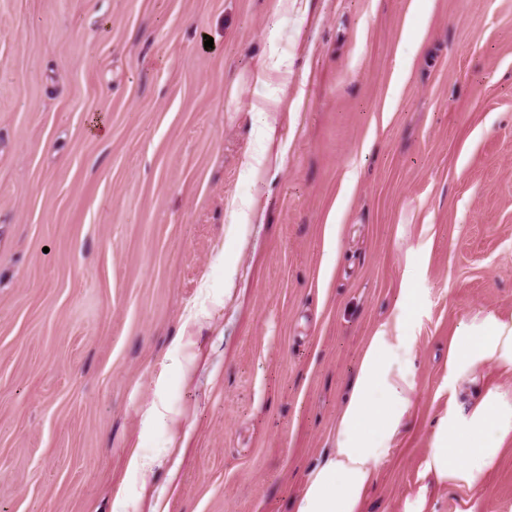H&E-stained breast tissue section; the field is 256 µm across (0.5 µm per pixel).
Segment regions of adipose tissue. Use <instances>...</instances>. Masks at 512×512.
I'll return each instance as SVG.
<instances>
[{"label": "adipose tissue", "instance_id": "1", "mask_svg": "<svg viewBox=\"0 0 512 512\" xmlns=\"http://www.w3.org/2000/svg\"><path fill=\"white\" fill-rule=\"evenodd\" d=\"M406 317L382 324L369 340L340 416L336 447L306 478L295 512H357L411 404L412 339ZM512 371V320L476 314L448 344V381L467 385L435 427L427 465L439 482L481 485L512 440V389L480 385V369Z\"/></svg>", "mask_w": 512, "mask_h": 512}]
</instances>
